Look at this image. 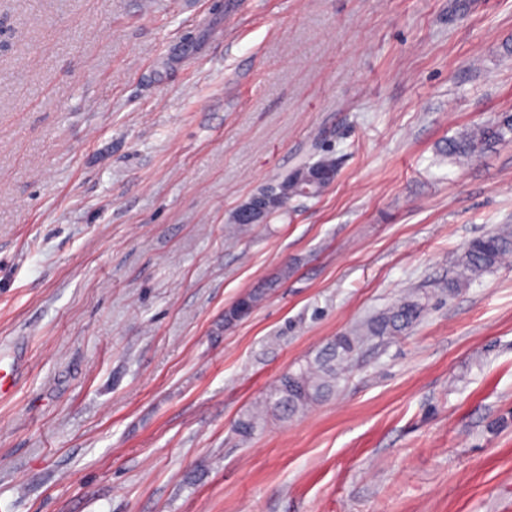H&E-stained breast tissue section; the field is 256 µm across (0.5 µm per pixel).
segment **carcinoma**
<instances>
[{
  "label": "carcinoma",
  "mask_w": 512,
  "mask_h": 512,
  "mask_svg": "<svg viewBox=\"0 0 512 512\" xmlns=\"http://www.w3.org/2000/svg\"><path fill=\"white\" fill-rule=\"evenodd\" d=\"M509 141H512V114H505L493 125L476 124L465 128L448 142L442 153L456 164H465ZM336 168V160L323 154L316 161L299 165L279 176L259 191V194L267 196L268 217L284 212L293 199L321 197L329 186L319 190L307 180V176ZM282 186L288 187L286 202L277 196V189ZM510 258L512 227L506 225L471 241L456 257L453 276L448 278L444 287L451 293L470 280L493 271ZM423 311L424 306L417 297L407 296L389 309L367 318L352 331L337 336L317 357L279 378L266 395V409L276 416L290 417L322 401L336 389L366 344L386 336L401 335L413 326ZM261 421V414L249 413L236 421L235 428L242 436L248 437L260 427Z\"/></svg>",
  "instance_id": "obj_1"
}]
</instances>
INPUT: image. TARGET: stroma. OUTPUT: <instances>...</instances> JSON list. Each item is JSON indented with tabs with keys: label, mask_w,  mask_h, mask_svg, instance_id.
<instances>
[{
	"label": "stroma",
	"mask_w": 512,
	"mask_h": 512,
	"mask_svg": "<svg viewBox=\"0 0 512 512\" xmlns=\"http://www.w3.org/2000/svg\"><path fill=\"white\" fill-rule=\"evenodd\" d=\"M512 0H0V512H512ZM336 182L234 210L322 153ZM288 277L244 319L224 311ZM412 328L249 439L288 370ZM509 141H512V114H505L493 125L476 124L465 128L448 142L442 153L456 164H465ZM265 209L263 200L249 197L233 212V218L239 223V227L245 224H264L266 223ZM512 257V227H504L471 241L458 255L453 276L442 288L454 292L470 280L497 269ZM423 304L407 296L377 313L352 331L336 336L313 360L282 375L266 395L265 407L273 415L294 416L322 401L352 368L359 351L375 339L399 336L421 317Z\"/></svg>",
	"instance_id": "obj_1"
}]
</instances>
